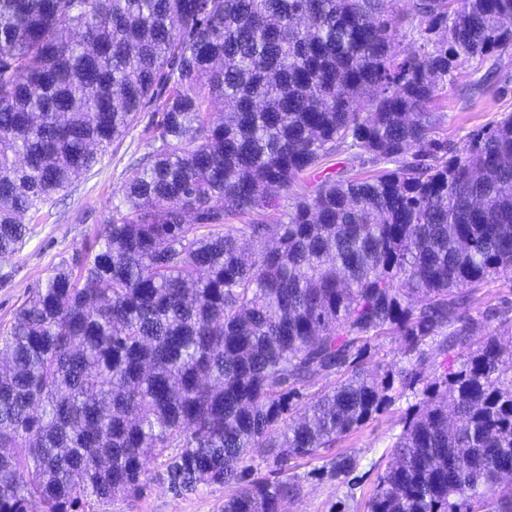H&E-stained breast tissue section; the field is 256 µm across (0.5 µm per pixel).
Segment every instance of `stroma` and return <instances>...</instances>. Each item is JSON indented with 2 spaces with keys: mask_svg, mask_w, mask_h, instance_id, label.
Masks as SVG:
<instances>
[{
  "mask_svg": "<svg viewBox=\"0 0 512 512\" xmlns=\"http://www.w3.org/2000/svg\"><path fill=\"white\" fill-rule=\"evenodd\" d=\"M497 72L482 92L470 93L468 83L473 64L461 67L445 97L432 108L437 128L449 147H462L468 135L512 113V52L496 61ZM146 116H139L134 127L102 154L99 162L80 174L51 202L43 206L22 246L12 255L0 258V274H9L8 285L0 284V322L8 321L14 309L39 283L46 280L61 259L87 251L95 242L102 224L118 203L134 163L150 152ZM373 163L368 156L337 152L320 168L301 176L298 187L275 190L277 206L260 216L272 224L284 220L298 197L313 193L325 177L347 178L366 175ZM474 318H483L492 308L512 302V275L489 279L470 289ZM419 400L410 389H397L394 401L375 418L342 441L341 446L358 461L357 470L344 481L320 475L315 465L303 461L296 467L298 495L287 500L284 512H366L377 476L390 457L391 446L401 431V419ZM153 477L144 495L116 498L97 505L95 512H221L227 488L209 487L197 493L178 496L166 480L156 475L157 465L148 462Z\"/></svg>",
  "mask_w": 512,
  "mask_h": 512,
  "instance_id": "stroma-1",
  "label": "stroma"
}]
</instances>
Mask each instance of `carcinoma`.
Returning a JSON list of instances; mask_svg holds the SVG:
<instances>
[{
    "mask_svg": "<svg viewBox=\"0 0 512 512\" xmlns=\"http://www.w3.org/2000/svg\"><path fill=\"white\" fill-rule=\"evenodd\" d=\"M390 2L0 0L1 256L155 116L97 246L0 327V512L140 496L150 458L178 496L223 486L224 512H282L297 462L356 471L329 451L431 356L368 512H512V307L484 334L466 294L512 273V114L452 150L430 112L460 67L512 50V0H411L406 48ZM340 145L384 167L324 181L284 222L231 223ZM390 335L407 364L366 370ZM319 377L337 382L299 406Z\"/></svg>",
    "mask_w": 512,
    "mask_h": 512,
    "instance_id": "cac0c4a2",
    "label": "carcinoma"
}]
</instances>
